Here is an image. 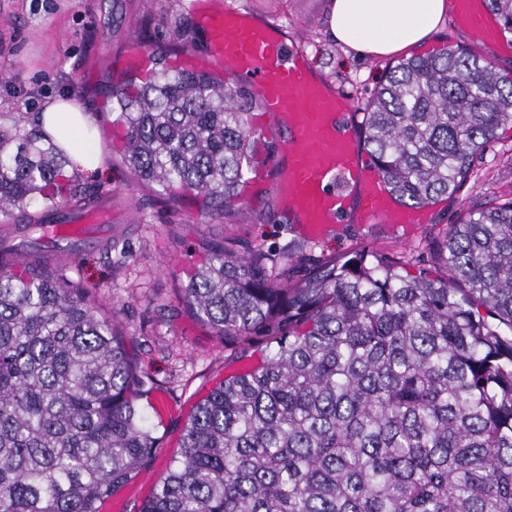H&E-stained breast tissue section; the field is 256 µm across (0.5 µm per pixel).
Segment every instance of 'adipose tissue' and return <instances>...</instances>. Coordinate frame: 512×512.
Instances as JSON below:
<instances>
[{"mask_svg":"<svg viewBox=\"0 0 512 512\" xmlns=\"http://www.w3.org/2000/svg\"><path fill=\"white\" fill-rule=\"evenodd\" d=\"M450 0H333L330 31L337 44L363 58L385 59L429 44ZM38 123L74 168L97 172L103 162L96 114L70 96L48 99Z\"/></svg>","mask_w":512,"mask_h":512,"instance_id":"1","label":"adipose tissue"}]
</instances>
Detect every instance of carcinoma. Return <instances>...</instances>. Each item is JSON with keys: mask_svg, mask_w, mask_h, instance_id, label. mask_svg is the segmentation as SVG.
Returning a JSON list of instances; mask_svg holds the SVG:
<instances>
[{"mask_svg": "<svg viewBox=\"0 0 512 512\" xmlns=\"http://www.w3.org/2000/svg\"><path fill=\"white\" fill-rule=\"evenodd\" d=\"M490 7L512 34V0ZM258 107L162 54L112 92L137 181L227 216H244ZM507 127L512 83L447 49L393 66L363 144L398 200L425 206ZM81 200L53 138L1 112L0 223ZM201 249L183 303L224 342L267 348L196 404L140 512H512V201L448 225L433 269L361 248L292 284L296 246ZM68 266L0 249V512H103L159 448L124 337Z\"/></svg>", "mask_w": 512, "mask_h": 512, "instance_id": "carcinoma-1", "label": "carcinoma"}]
</instances>
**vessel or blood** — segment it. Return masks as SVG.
<instances>
[{
	"label": "vessel or blood",
	"mask_w": 512,
	"mask_h": 512,
	"mask_svg": "<svg viewBox=\"0 0 512 512\" xmlns=\"http://www.w3.org/2000/svg\"><path fill=\"white\" fill-rule=\"evenodd\" d=\"M191 10L207 33V51L180 60L183 70L223 65L226 75L246 83L259 97L257 127L277 137L289 131L279 149L261 162L255 180L275 181L285 207L303 234L319 240L328 225L357 212L362 224L401 227L428 223L429 207L399 202L360 148L359 113L350 97L314 78L308 58L281 37L277 27L257 23L232 4L192 0ZM458 23L485 43L497 40L500 25L486 0H455ZM101 211L71 219L50 213L42 228L46 240L105 239Z\"/></svg>",
	"instance_id": "vessel-or-blood-1"
}]
</instances>
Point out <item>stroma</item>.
Here are the masks:
<instances>
[{"instance_id":"obj_1","label":"stroma","mask_w":512,"mask_h":512,"mask_svg":"<svg viewBox=\"0 0 512 512\" xmlns=\"http://www.w3.org/2000/svg\"><path fill=\"white\" fill-rule=\"evenodd\" d=\"M256 19L284 27L288 41L307 53L314 70L357 108L380 87L390 60L345 52L332 38V0H232ZM204 53L205 32L190 12V0H0V112L36 114L50 96L70 94L99 115L104 167L81 176L87 199H112V247L84 246L70 271L87 286L103 311L113 315L142 372L141 403L156 428L160 448L103 512H139L169 462L178 456L187 419L196 403L224 377L258 363L265 348L255 337L225 345L179 297L186 274L205 240H228L266 253L300 242L275 187L260 184L245 203L244 219L199 212L167 202L162 192L135 181L112 148L114 74L134 68L136 47ZM476 49L502 77L512 80V52L487 44L474 47L471 33L446 19L428 49ZM512 200V128L499 131L479 152L473 174L460 188L433 203L428 224L414 230L358 223L334 225L319 241L306 242L307 263L357 247L404 261L428 256L434 240L467 211Z\"/></svg>"}]
</instances>
